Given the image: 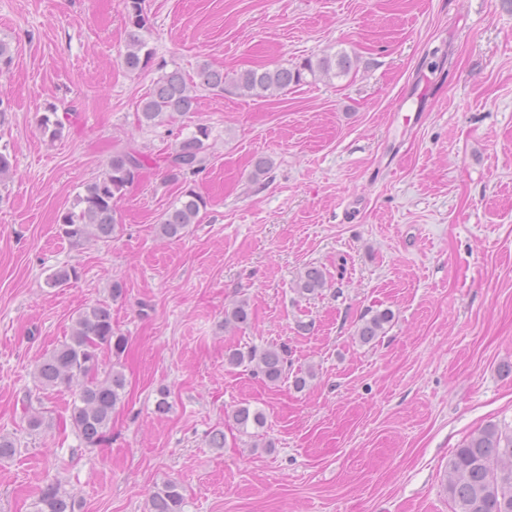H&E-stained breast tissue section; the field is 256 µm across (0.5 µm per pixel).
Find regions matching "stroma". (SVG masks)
I'll use <instances>...</instances> for the list:
<instances>
[{"mask_svg": "<svg viewBox=\"0 0 512 512\" xmlns=\"http://www.w3.org/2000/svg\"><path fill=\"white\" fill-rule=\"evenodd\" d=\"M156 63H120L123 0H0V512H35L57 482L75 512H149L178 481L184 512H452L448 460L489 422L512 426V7L503 0H144ZM344 51L352 72L274 97L201 92L186 123L138 126L157 65L231 73ZM64 136L38 131L48 107ZM209 126L206 163L186 186L206 210L181 239L158 236L182 186L152 166L117 204L108 243L58 230L113 151L157 157L186 125ZM267 155L266 179L251 182ZM62 265L78 279L48 288ZM323 269L322 294L295 291ZM122 281V299L111 296ZM245 299L247 325L222 329ZM105 303L128 340L126 397L109 439L64 425L73 394L30 430L36 365L80 310ZM391 310L373 343L356 326ZM287 345L314 367L305 389L227 371L230 347ZM171 410H155L160 389ZM261 409L241 434L228 416ZM225 433L210 447L212 431ZM326 287V274L321 268L317 266L304 267L296 281V291L302 296L318 295ZM231 417L242 432H248L249 427L262 428L266 423V416L262 410H252L249 404H242L236 407Z\"/></svg>", "mask_w": 512, "mask_h": 512, "instance_id": "obj_1", "label": "stroma"}]
</instances>
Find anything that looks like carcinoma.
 <instances>
[{
	"label": "carcinoma",
	"instance_id": "cac0c4a2",
	"mask_svg": "<svg viewBox=\"0 0 512 512\" xmlns=\"http://www.w3.org/2000/svg\"><path fill=\"white\" fill-rule=\"evenodd\" d=\"M142 3L143 0H124L130 30L122 65L130 73L148 68L154 58L153 48L142 35L147 29ZM351 66V56L337 52L324 54L314 61L307 59L291 68H255L232 75L204 62L198 66L194 80L175 68L162 72L141 99L137 120L146 127L170 125L196 110L197 91L201 88L222 93L229 85L244 96L266 98L303 83L309 74L341 76L347 74ZM64 127L55 111L40 122L41 133L51 140L59 138ZM210 134L208 126L199 124L171 148L164 159L171 180H185L203 168ZM148 161L147 155L132 147L114 151L101 174L87 182L73 207L61 214L62 235L75 246L109 241L120 224L116 202L141 180ZM206 206L201 195L191 189L183 190L161 215L156 224L157 234L169 240L182 238L190 225L198 223L200 212ZM77 278L76 268L63 266L48 275L46 285L62 288ZM326 287V274L317 266L304 267L296 281V291L302 296L317 295ZM391 318L389 310L362 318L356 330L358 340L363 344L377 340ZM248 320L249 309L244 300L224 312L226 328L245 325ZM126 345V336L112 325L110 308L104 304L93 305L78 313L69 338L46 355L34 370L35 390L40 394L78 387L69 420L87 446L94 447L105 441L112 413L125 396L126 380L117 367H112L104 378H98L99 351L105 347L118 359ZM224 366L247 367L270 383H277L291 374L297 390L304 389L315 377L311 367L291 373L292 362L283 345L229 348L224 354ZM231 417L243 432L250 427L262 428L266 423L264 412L253 410L248 404L236 407ZM445 490L453 512H512V428L490 422L469 435L448 461ZM150 503V512H184L185 498L180 485L168 480L155 488ZM36 512H74V503L61 491L59 484L50 482L41 489Z\"/></svg>",
	"mask_w": 512,
	"mask_h": 512
}]
</instances>
